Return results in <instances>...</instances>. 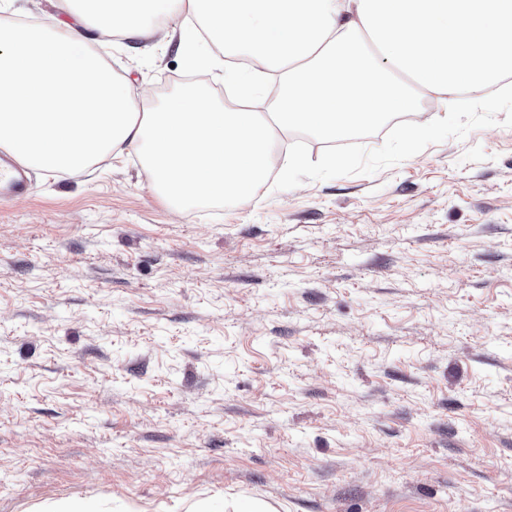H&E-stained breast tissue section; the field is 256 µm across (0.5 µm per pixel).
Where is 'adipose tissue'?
Wrapping results in <instances>:
<instances>
[{
	"label": "adipose tissue",
	"instance_id": "adipose-tissue-1",
	"mask_svg": "<svg viewBox=\"0 0 512 512\" xmlns=\"http://www.w3.org/2000/svg\"><path fill=\"white\" fill-rule=\"evenodd\" d=\"M157 16L180 20L184 49L205 38L252 61L242 97L278 74L276 107L228 111L189 93L140 111L80 30L132 39ZM507 72L512 0H91L71 23L0 25V148L71 174L136 148L169 202L238 200L290 130L335 139L411 110L410 86L476 94Z\"/></svg>",
	"mask_w": 512,
	"mask_h": 512
}]
</instances>
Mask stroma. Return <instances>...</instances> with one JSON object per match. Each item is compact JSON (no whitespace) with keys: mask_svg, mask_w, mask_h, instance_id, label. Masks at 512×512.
<instances>
[{"mask_svg":"<svg viewBox=\"0 0 512 512\" xmlns=\"http://www.w3.org/2000/svg\"><path fill=\"white\" fill-rule=\"evenodd\" d=\"M80 0H9L0 20ZM148 111L234 89L85 32ZM415 93L288 181L175 209L137 149L0 203V512H512V97Z\"/></svg>","mask_w":512,"mask_h":512,"instance_id":"stroma-1","label":"stroma"}]
</instances>
